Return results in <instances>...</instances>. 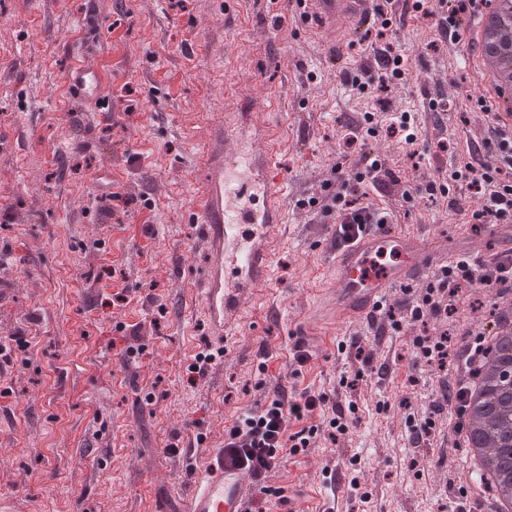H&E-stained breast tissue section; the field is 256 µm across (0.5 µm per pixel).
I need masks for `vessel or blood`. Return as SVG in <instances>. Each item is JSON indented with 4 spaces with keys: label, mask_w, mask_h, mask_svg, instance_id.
Instances as JSON below:
<instances>
[{
    "label": "vessel or blood",
    "mask_w": 512,
    "mask_h": 512,
    "mask_svg": "<svg viewBox=\"0 0 512 512\" xmlns=\"http://www.w3.org/2000/svg\"><path fill=\"white\" fill-rule=\"evenodd\" d=\"M373 0H301L306 14L316 16L334 45L373 19ZM111 77L102 66L81 61L67 75L72 96L93 111L108 104ZM254 113L253 100L225 113L216 124L215 149L207 180L195 202L202 230L211 246V263L202 281L205 310L213 337L223 340L227 314L242 302L243 291L270 274L269 240L284 222L285 202L274 175L273 133L259 124L245 126L240 111ZM364 234L342 245L335 230L324 244L334 253L335 274L321 309L333 324L377 325L379 311L396 296H408L440 266L459 257H485V242L462 238L449 249L439 238L404 230L385 219L381 206ZM191 493L182 512H253L255 486L250 474L226 463L223 449L209 451L190 472Z\"/></svg>",
    "instance_id": "obj_1"
}]
</instances>
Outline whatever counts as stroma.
Listing matches in <instances>:
<instances>
[{
	"mask_svg": "<svg viewBox=\"0 0 512 512\" xmlns=\"http://www.w3.org/2000/svg\"><path fill=\"white\" fill-rule=\"evenodd\" d=\"M437 23L402 14L334 68L292 0H0V211L13 216L0 228L12 251L0 265L11 289L0 337L30 342L26 362L0 368V495L26 512H179L206 444L221 445L225 428L283 389L355 407L336 436L318 414L289 424L319 434L269 473L283 497L306 512H455L466 479L455 415H437L420 440L412 429L453 388L496 297L462 289L447 316L389 330L382 346L367 329L349 335L318 311L332 262L320 246L326 217L305 206L368 144L393 175L366 184L361 204L392 209L408 231L487 238L468 222L478 203L468 183L446 199H402L407 185L469 162L486 128L473 48L444 42ZM388 45L403 73L381 85ZM82 59L112 64L105 116L67 91ZM243 95L263 103L259 119L275 134L285 219L270 278L246 292L223 355L192 382L188 367L210 344L200 291L210 245L191 209L212 128ZM368 112L375 135L352 142ZM400 112L414 117V143L390 128ZM106 165L121 200L95 187ZM120 291L126 302L113 303ZM442 334L441 370L413 340ZM130 346L139 355L126 357Z\"/></svg>",
	"mask_w": 512,
	"mask_h": 512,
	"instance_id": "obj_1",
	"label": "stroma"
}]
</instances>
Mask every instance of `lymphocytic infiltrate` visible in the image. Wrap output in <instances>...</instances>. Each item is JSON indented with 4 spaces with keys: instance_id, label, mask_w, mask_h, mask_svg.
<instances>
[{
    "instance_id": "f902f5d3",
    "label": "lymphocytic infiltrate",
    "mask_w": 512,
    "mask_h": 512,
    "mask_svg": "<svg viewBox=\"0 0 512 512\" xmlns=\"http://www.w3.org/2000/svg\"><path fill=\"white\" fill-rule=\"evenodd\" d=\"M481 111L488 119V133L481 139L486 161L481 166L466 163L463 169L451 172V180L465 179L477 188L480 202L470 213L473 224L512 223V131L499 123V118L488 104H481ZM363 168L353 176H338V191L331 197L332 212L341 219L359 215L353 201L359 187L366 179H378L387 175L385 163L373 150L362 155ZM478 285L496 289L498 295L512 293V260H477L467 257L443 265L426 287L424 293L412 305L410 322H426L446 314L452 301L465 286ZM330 409L331 428L341 429L344 410L339 404L329 403L326 396L306 392L287 396L276 392L268 405L258 413H248L239 418L224 432V459L231 464L247 465L264 496L280 497L281 488L268 485L266 478L284 457L285 452H299L309 447L316 429L306 434L287 436L291 421L303 420L316 410Z\"/></svg>"
}]
</instances>
